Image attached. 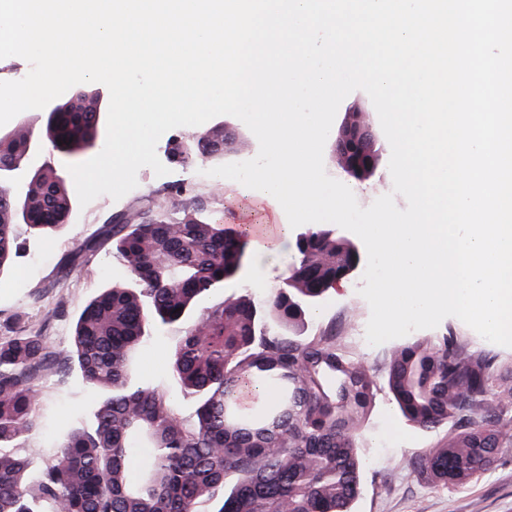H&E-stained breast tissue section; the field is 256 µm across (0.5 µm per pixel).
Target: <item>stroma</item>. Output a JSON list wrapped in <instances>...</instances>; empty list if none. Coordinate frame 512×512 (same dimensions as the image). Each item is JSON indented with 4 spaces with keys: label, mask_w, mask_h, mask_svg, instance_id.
<instances>
[{
    "label": "stroma",
    "mask_w": 512,
    "mask_h": 512,
    "mask_svg": "<svg viewBox=\"0 0 512 512\" xmlns=\"http://www.w3.org/2000/svg\"><path fill=\"white\" fill-rule=\"evenodd\" d=\"M378 145V173L362 183L347 181L336 163L332 145L324 147L327 174L348 182L358 204L364 208L393 189L388 168L390 145L383 136L379 137ZM168 167L169 174L161 177L151 168H141L133 192L118 200L102 195L85 208L74 209L69 223L50 243L35 240L26 225H18L20 252L12 273L0 279V322L22 315L26 326L45 336L51 346L67 349L74 320L84 305L106 285L131 278L125 268L113 263L111 245L107 242L102 243L89 263L72 268L65 264L67 254L79 241L97 235L118 215L146 214L155 202L163 201L177 210L198 211L233 231L240 230L246 220L253 224L287 221L286 215L276 213L261 191L233 180L205 176L196 165L172 161ZM176 184L182 187L177 194L171 191ZM294 262V245L290 242L267 252L247 251L241 276L215 289L207 303L219 305L243 288L255 302H264ZM363 286L361 276L357 275L345 288L328 293L318 315L301 330L305 336L323 332L335 336L337 345L381 381L376 406L358 439L364 465L354 512H512V453L500 457L490 471L466 485L435 486L413 472L412 462L425 448L453 439L463 427L451 422L421 431L407 426L399 416L383 384L394 341L371 346L353 339L355 330L367 323L371 314L369 304L359 293ZM446 329L460 336L463 355L493 357L501 373L512 377V348L486 344L478 333L455 317L442 320L432 333L438 336ZM181 334L178 326L156 333L143 352L140 382L175 394L169 359ZM93 408L94 396L80 375H73L63 385L52 377L42 380L38 387L39 426L21 448L31 461L32 471H39L59 453V445L68 434L89 425Z\"/></svg>",
    "instance_id": "35a3bbf8"
}]
</instances>
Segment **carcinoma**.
Returning <instances> with one entry per match:
<instances>
[{
	"mask_svg": "<svg viewBox=\"0 0 512 512\" xmlns=\"http://www.w3.org/2000/svg\"><path fill=\"white\" fill-rule=\"evenodd\" d=\"M97 112H52L41 133L52 150L78 156L98 132ZM32 127L0 138V171L28 162ZM182 162L224 163V136L202 125L185 138ZM75 200L47 161L28 171L21 198L0 191V276L17 254L18 218L39 239L68 223ZM112 239V260L134 283L105 289L79 313L73 349L16 327L0 336V512H351L360 493L363 461L357 448L372 413L377 379L330 336L303 337L297 327L328 294L295 283L273 289L260 307L243 294L219 306L194 309L238 274L244 236L166 203L135 221H117L83 240L69 264L89 262L101 238ZM350 244L315 227L296 246L294 266L319 268L346 255ZM288 332H274L267 317ZM181 323L171 375L182 397L196 402L184 414L176 398L136 381L142 346L161 325ZM79 370L87 386L105 393L88 427L70 434L61 452L28 488L29 461L18 448L35 429L38 385L47 374L67 382ZM386 385L401 418L421 430L454 419L468 426L461 441L426 448L413 471L436 485H458L488 470L512 449V435L488 415L494 387H512L494 360L464 357L452 333L400 343ZM271 387L275 397L241 410L245 388ZM236 476L218 495L225 477Z\"/></svg>",
	"mask_w": 512,
	"mask_h": 512,
	"instance_id": "1",
	"label": "carcinoma"
}]
</instances>
